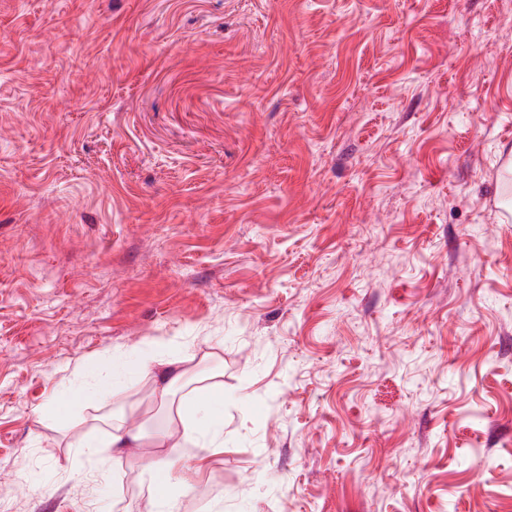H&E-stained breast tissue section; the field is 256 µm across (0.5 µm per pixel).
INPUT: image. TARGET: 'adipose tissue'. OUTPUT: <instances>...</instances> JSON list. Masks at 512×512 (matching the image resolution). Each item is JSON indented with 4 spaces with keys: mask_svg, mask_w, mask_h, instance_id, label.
<instances>
[{
    "mask_svg": "<svg viewBox=\"0 0 512 512\" xmlns=\"http://www.w3.org/2000/svg\"><path fill=\"white\" fill-rule=\"evenodd\" d=\"M75 373L80 377L78 386L56 393L45 405L35 411L40 422L67 430L73 422V410L82 403L103 398L109 386L120 385L135 376L150 385L154 401L168 402L173 392L193 380L195 372L186 357L174 353L165 343L135 347L115 354L89 356L79 361ZM181 433L161 430L146 435L141 429L114 426L110 438L113 452L123 453L131 448L143 447L146 439L157 446L170 447L171 452L161 462L148 468V490L151 512H177L178 500L170 492L174 483L178 458L175 448L186 440L211 449L224 445V394L209 387L194 388L190 397L181 400L177 410Z\"/></svg>",
    "mask_w": 512,
    "mask_h": 512,
    "instance_id": "obj_1",
    "label": "adipose tissue"
}]
</instances>
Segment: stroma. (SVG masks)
I'll list each match as a JSON object with an SVG mask.
<instances>
[{"label": "stroma", "instance_id": "1", "mask_svg": "<svg viewBox=\"0 0 512 512\" xmlns=\"http://www.w3.org/2000/svg\"><path fill=\"white\" fill-rule=\"evenodd\" d=\"M509 159L512 0H0V512H148L34 410L168 340L181 512H512ZM190 397L181 400L177 410L182 432L180 437L167 429L154 433V443L162 448H182L184 440L210 450L224 445V393L212 387H195Z\"/></svg>", "mask_w": 512, "mask_h": 512}]
</instances>
